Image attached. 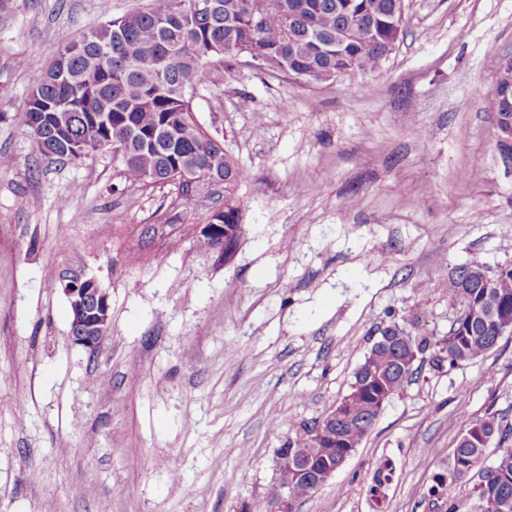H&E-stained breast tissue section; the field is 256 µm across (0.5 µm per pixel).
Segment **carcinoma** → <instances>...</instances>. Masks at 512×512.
Returning a JSON list of instances; mask_svg holds the SVG:
<instances>
[{
  "instance_id": "obj_1",
  "label": "carcinoma",
  "mask_w": 512,
  "mask_h": 512,
  "mask_svg": "<svg viewBox=\"0 0 512 512\" xmlns=\"http://www.w3.org/2000/svg\"><path fill=\"white\" fill-rule=\"evenodd\" d=\"M185 0H158L156 6L129 12L84 30L65 45L66 57L44 64L32 61V91L37 107L25 103L20 122L30 130L45 156L80 160L94 152L121 150V174L131 183L177 182L184 207L196 208V182L224 173V208L213 210L210 224H226L238 212L231 187L244 171L223 145L197 124L191 98L211 80L214 64H230L244 51L262 59L261 68L297 79H333L336 69L375 70L403 36L404 0H196L201 8H181ZM39 125L31 126L33 115ZM448 297L476 315L459 318L448 332L446 350L452 366L473 362L493 349L499 320L512 318V269L487 284L461 287L460 275L448 278ZM392 350L373 349L365 362L383 373L388 396L402 390L413 368L397 367ZM350 417L342 430L355 442L365 438L378 411L362 388L348 393ZM501 427L493 417L469 424L454 450L448 476L479 469L474 487L475 512H512V448H502L495 463L482 466ZM309 449L314 472L336 455L335 448H314L310 436L295 440ZM394 468L389 461L376 470L369 489L382 507Z\"/></svg>"
}]
</instances>
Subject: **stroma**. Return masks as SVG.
Wrapping results in <instances>:
<instances>
[{
	"label": "stroma",
	"instance_id": "35a3bbf8",
	"mask_svg": "<svg viewBox=\"0 0 512 512\" xmlns=\"http://www.w3.org/2000/svg\"><path fill=\"white\" fill-rule=\"evenodd\" d=\"M152 3L0 0V512H241L412 312L429 342L412 379L298 510L374 512L388 460L385 512H472L477 475L447 473L472 421L495 416L512 448V334L458 366L441 349L463 312L452 271L512 265V161L488 105L512 0H405L382 66L334 81L215 66L192 110L245 173L228 257L197 244L223 187L186 211L111 153L41 156L18 118L33 59ZM72 275L110 299L93 354L69 340ZM394 468L390 461L382 462L376 470L374 484L369 489L372 499L376 500L377 508H382L386 498L385 490L392 481Z\"/></svg>",
	"mask_w": 512,
	"mask_h": 512
}]
</instances>
